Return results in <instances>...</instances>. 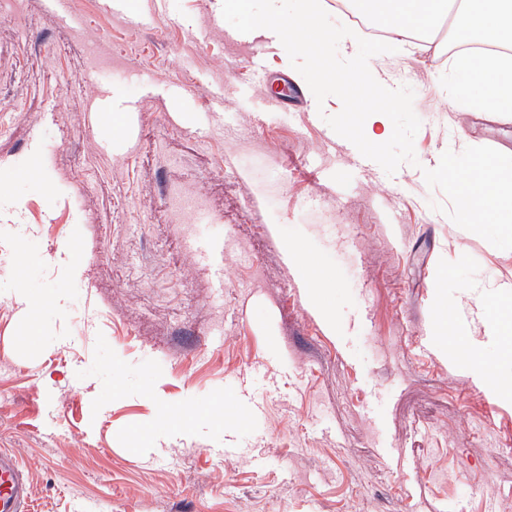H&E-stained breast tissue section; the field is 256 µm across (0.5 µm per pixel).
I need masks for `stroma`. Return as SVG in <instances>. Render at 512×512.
<instances>
[{"label":"stroma","mask_w":512,"mask_h":512,"mask_svg":"<svg viewBox=\"0 0 512 512\" xmlns=\"http://www.w3.org/2000/svg\"><path fill=\"white\" fill-rule=\"evenodd\" d=\"M72 2L78 32L51 0L0 10V449L32 512H512V401L452 353L482 339L512 250L449 223L423 176L447 150L512 155V115L451 106L447 70L398 42L369 68L413 89L421 127L390 176L302 88L273 106L288 54L222 0ZM172 180L207 198L194 223L172 218ZM227 236L239 247L208 258ZM73 238L72 267L54 264ZM296 244L335 285L332 321ZM452 299L466 336L431 318Z\"/></svg>","instance_id":"stroma-1"}]
</instances>
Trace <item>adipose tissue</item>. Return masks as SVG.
Instances as JSON below:
<instances>
[{"label":"adipose tissue","mask_w":512,"mask_h":512,"mask_svg":"<svg viewBox=\"0 0 512 512\" xmlns=\"http://www.w3.org/2000/svg\"><path fill=\"white\" fill-rule=\"evenodd\" d=\"M450 2L455 10L449 29L471 32L490 42L512 43V0H354L358 8L374 13L381 26L400 37L437 30L438 19ZM448 100L488 115L512 112V57H456ZM361 110L365 120L360 138L370 151H377L389 131L390 100L362 102ZM485 326L498 356L486 358L483 342L474 340L466 346V364L475 377L490 381L499 362L512 363V289L503 288L496 295L495 311L486 317Z\"/></svg>","instance_id":"1"}]
</instances>
